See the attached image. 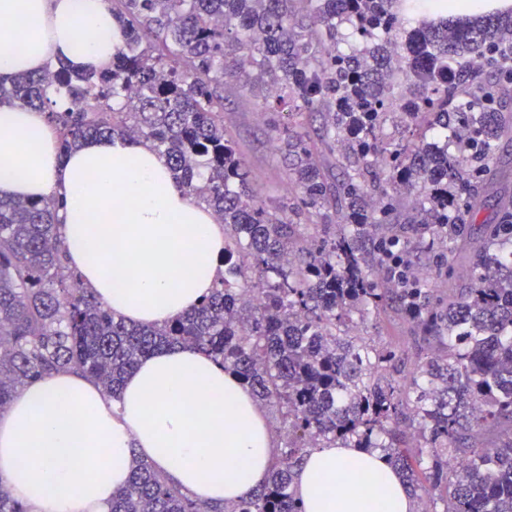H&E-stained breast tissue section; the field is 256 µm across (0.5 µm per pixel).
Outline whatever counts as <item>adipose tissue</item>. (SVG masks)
Returning <instances> with one entry per match:
<instances>
[{
  "label": "adipose tissue",
  "instance_id": "1",
  "mask_svg": "<svg viewBox=\"0 0 512 512\" xmlns=\"http://www.w3.org/2000/svg\"><path fill=\"white\" fill-rule=\"evenodd\" d=\"M121 46L107 0H0V82L59 62L100 71ZM0 197L62 199L85 288L132 323L176 320L224 271L223 227L147 144L90 139L63 157L46 112L0 105ZM136 453L183 491L232 502L265 482L275 447L250 391L189 346L140 361L119 401L62 371L0 411V482L29 512H108ZM294 488L304 512H414L397 472L354 448L312 450Z\"/></svg>",
  "mask_w": 512,
  "mask_h": 512
}]
</instances>
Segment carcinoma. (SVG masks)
I'll return each instance as SVG.
<instances>
[{
    "mask_svg": "<svg viewBox=\"0 0 512 512\" xmlns=\"http://www.w3.org/2000/svg\"><path fill=\"white\" fill-rule=\"evenodd\" d=\"M108 2L123 48L107 69L21 75L0 84V104L48 110L61 155L93 138L152 146L224 224V275L177 320L128 323L69 266L60 201L0 199V409L61 370L116 398L142 358L192 345L278 407L284 448L265 484L233 503L194 499L135 455L109 512H302L295 469L335 445L380 453L442 512H512V195L482 216L496 145L512 141L500 75L512 14L450 21L397 0ZM230 80L262 95L289 184L273 208L224 129ZM389 123L411 138L390 142ZM466 246L473 275L442 291ZM399 262L431 278L406 288ZM387 307L437 348L409 375L393 349L347 332ZM490 426L503 431L492 446ZM0 512H27L2 483Z\"/></svg>",
    "mask_w": 512,
    "mask_h": 512,
    "instance_id": "carcinoma-1",
    "label": "carcinoma"
}]
</instances>
